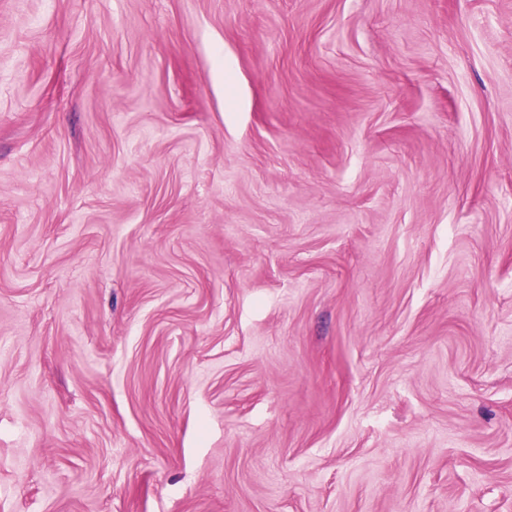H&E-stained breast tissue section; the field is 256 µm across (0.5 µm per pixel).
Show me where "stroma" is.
<instances>
[{"mask_svg": "<svg viewBox=\"0 0 512 512\" xmlns=\"http://www.w3.org/2000/svg\"><path fill=\"white\" fill-rule=\"evenodd\" d=\"M0 512H512V0H0Z\"/></svg>", "mask_w": 512, "mask_h": 512, "instance_id": "obj_1", "label": "stroma"}]
</instances>
